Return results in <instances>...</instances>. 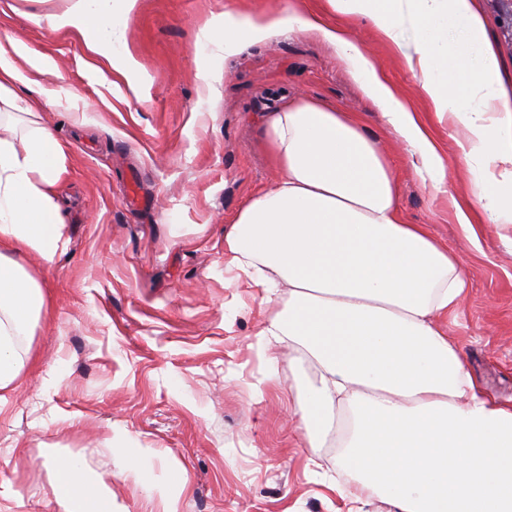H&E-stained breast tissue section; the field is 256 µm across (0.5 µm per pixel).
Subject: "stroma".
I'll list each match as a JSON object with an SVG mask.
<instances>
[{"label": "stroma", "mask_w": 512, "mask_h": 512, "mask_svg": "<svg viewBox=\"0 0 512 512\" xmlns=\"http://www.w3.org/2000/svg\"><path fill=\"white\" fill-rule=\"evenodd\" d=\"M66 0H0V42L16 39L56 65L27 70L18 86L44 102L37 119L66 146L57 186L67 247L53 265L31 252L16 262L40 283L45 305L21 346L25 364L0 403V512H59L49 451L80 456L112 489L117 512H162L145 487L186 472L179 512H348L350 485L333 448L319 465L300 437L295 386L304 369L287 342L258 333L272 303L249 287L224 253V229L244 202L271 188L258 120L295 96L328 102L364 119L387 153L409 223L458 256L469 288L440 318L484 391L512 406V243L495 225L457 222L463 172L461 131L438 120L395 48L364 21L336 15L388 80L429 123L448 166L444 191L414 171L406 148L317 33L249 46L216 68L197 38L206 21L247 18L325 0H138L126 39L146 85L135 101L75 28L36 24ZM505 80L512 84V0H479ZM150 448L141 473L126 449Z\"/></svg>", "instance_id": "obj_1"}]
</instances>
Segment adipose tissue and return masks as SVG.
<instances>
[{
  "mask_svg": "<svg viewBox=\"0 0 512 512\" xmlns=\"http://www.w3.org/2000/svg\"><path fill=\"white\" fill-rule=\"evenodd\" d=\"M136 2L69 0L43 22L78 28L141 102L146 91L125 47ZM327 3L365 19L396 48L437 116L463 129L468 191L481 216L512 224V89L477 0ZM310 31L335 48L415 171L441 189L448 168L425 126L345 27L298 9L228 17L205 26L202 39L229 57L253 42ZM22 60L53 70L21 41L0 44V389L19 376V341L45 304L12 255L33 251L50 264L67 246L56 201L66 154L36 122L39 101L16 91L26 81ZM21 114L29 118L23 133ZM262 128L280 176L240 208L224 248L265 301L288 291L287 309L260 336L287 337L313 368L297 392L306 447L315 455L339 448L354 481L341 494L355 503L377 496L392 512H512V406L481 389L438 322L467 290L455 254L424 225L406 222L390 163L356 115L302 98L265 113ZM48 463L60 512H116L110 488L80 457L53 454Z\"/></svg>",
  "mask_w": 512,
  "mask_h": 512,
  "instance_id": "ef3b65f1",
  "label": "adipose tissue"
}]
</instances>
